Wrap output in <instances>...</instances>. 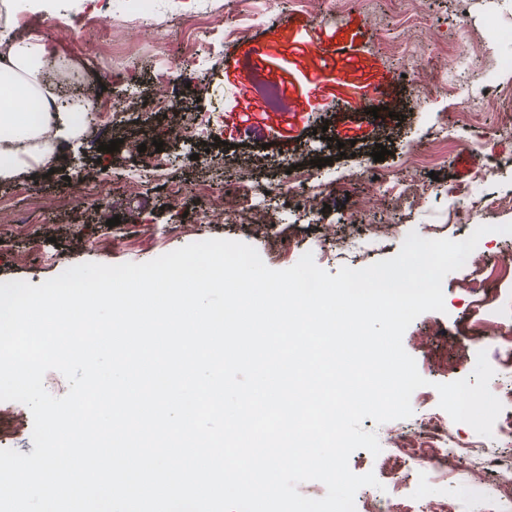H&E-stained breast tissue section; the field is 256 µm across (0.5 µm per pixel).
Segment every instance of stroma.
I'll return each mask as SVG.
<instances>
[{
    "instance_id": "35a3bbf8",
    "label": "stroma",
    "mask_w": 512,
    "mask_h": 512,
    "mask_svg": "<svg viewBox=\"0 0 512 512\" xmlns=\"http://www.w3.org/2000/svg\"><path fill=\"white\" fill-rule=\"evenodd\" d=\"M128 2L111 0L110 26L95 50L99 66L126 69L129 84L96 86L87 95L114 103L131 86L148 103L97 118L93 135L65 142L64 165L34 166L17 182L0 183V198L26 226L18 234L11 223L0 222V282L38 285L82 262L144 263L210 238L270 253L268 265L275 270L293 266L309 251L332 275L395 256L410 231L424 228L453 240L489 225L493 231L480 239L477 253L494 260L512 252V235L496 231L512 223V170L473 182L477 156L470 141L442 145L435 139L459 112L441 78L454 71L458 54L468 52L473 67L462 80L484 104L474 127L487 132L495 154H512V133L502 130L512 115V0H148L142 20L128 12ZM314 41L347 48L350 72L331 62L318 83H305L303 48ZM261 45L268 48L269 66L288 79L291 113L272 107L256 81L255 50ZM404 48L417 56V70H406ZM169 66L175 76L157 87V72ZM199 104L211 117L207 132L175 139L172 126H191ZM113 140L118 151L100 152ZM379 144L388 154L377 162L372 154ZM158 151L168 161L160 175L145 164ZM412 152L428 157V164L410 168ZM318 158L326 166H315ZM289 162L310 174L309 183L256 206L255 223L229 215L221 222L205 218L218 198L232 210L225 183L278 184ZM362 165L374 168L380 181L356 178ZM103 169L112 177L109 193L78 186L77 177ZM335 178L346 181L345 190L328 191ZM386 178L395 182L393 192H385ZM170 181L186 189L176 205L161 190ZM451 184L506 204L474 211L470 224L458 223L446 194ZM114 195L123 197L122 207L113 208ZM114 217L118 225L108 226ZM478 275L469 266L447 275L444 312L423 313L405 331L404 348L428 384L413 393L411 418L381 425L363 420V430L376 432L380 444H387L394 427L411 429L422 415H441L436 384L464 378L479 351H486L495 371L491 392L501 395L512 384V363L497 344L477 340L474 325L478 319L494 322L500 304H512V279L490 276L499 297L494 305L469 289ZM0 415L10 422L0 431V448L31 454L29 409L0 402ZM349 467L358 475L374 473L408 504L449 501L459 493L454 482H427L409 464L387 469L363 449L352 453Z\"/></svg>"
}]
</instances>
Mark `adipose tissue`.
I'll list each match as a JSON object with an SVG mask.
<instances>
[{"label":"adipose tissue","mask_w":512,"mask_h":512,"mask_svg":"<svg viewBox=\"0 0 512 512\" xmlns=\"http://www.w3.org/2000/svg\"><path fill=\"white\" fill-rule=\"evenodd\" d=\"M48 63L39 37L15 39L0 28V182L16 179L22 168L58 164L63 141L78 129L44 69Z\"/></svg>","instance_id":"adipose-tissue-1"}]
</instances>
